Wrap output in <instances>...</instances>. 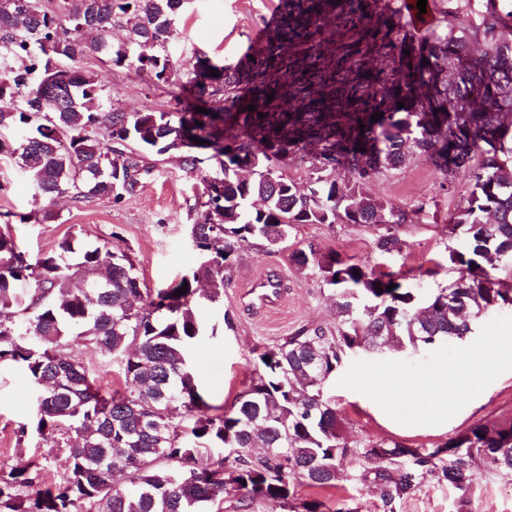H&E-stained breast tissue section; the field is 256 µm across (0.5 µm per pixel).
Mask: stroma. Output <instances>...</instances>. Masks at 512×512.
<instances>
[{
  "label": "stroma",
  "mask_w": 512,
  "mask_h": 512,
  "mask_svg": "<svg viewBox=\"0 0 512 512\" xmlns=\"http://www.w3.org/2000/svg\"><path fill=\"white\" fill-rule=\"evenodd\" d=\"M280 3L184 0L175 16L176 34L167 45L178 82L189 80V65L199 56L224 65L236 63L249 46L251 30L263 25ZM485 3L428 0L434 23L414 37L425 40L436 31L471 28L480 23ZM79 66L102 87L106 108L166 111L174 105V86L155 85L129 67L111 66L94 56L83 58ZM159 167L160 175L144 180L137 194L122 203L101 196L62 197L52 204L54 219L46 221L24 171L0 165V225L10 224L21 247L33 257L51 252L67 237L82 244L120 246L131 254L143 288L167 287L198 261L188 229L197 217L199 182L186 177L174 157ZM470 188L464 176L445 183L422 156L368 185V192L411 214L400 231L403 249L398 254L377 250L375 230L348 224H296L275 247L260 238L250 240L234 257L220 301H210L202 291L195 298L194 312L206 334L191 348L190 357L205 400L215 407H231L249 386L258 354L303 329L335 332V290L316 271L295 265V251H333L380 271H414L409 285L422 294L448 287L455 278L448 250L461 243L449 236L448 226ZM478 358L493 359L492 371L454 399L438 400L424 392L423 384L433 374L453 370L464 375ZM373 374L388 375L389 380L370 382ZM328 387L341 433L354 446L397 441L434 448L475 424L512 420V309L490 311L476 321L472 335L413 357L389 346H366ZM34 404V388L25 373L0 368V465L31 455L54 465L64 458V449L52 441L32 432L19 436ZM374 467L371 461L345 458L343 479L325 488L300 486L299 495L333 508L384 512L372 486L351 478L357 470ZM394 512H512V476L503 474L492 459L479 456L465 489L428 475L415 492L395 503Z\"/></svg>",
  "instance_id": "35a3bbf8"
}]
</instances>
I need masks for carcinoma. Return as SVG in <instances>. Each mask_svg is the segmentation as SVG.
<instances>
[{"mask_svg": "<svg viewBox=\"0 0 512 512\" xmlns=\"http://www.w3.org/2000/svg\"><path fill=\"white\" fill-rule=\"evenodd\" d=\"M181 5L63 0L52 9L49 0H0V98L20 99L0 110V159L25 170L35 201L120 203L155 174L150 155H176L203 185L190 229L198 265L181 284L152 294L124 249L79 248L66 238L32 259L10 224L0 228V364L23 369L38 390L34 423L19 432L66 448L53 473L35 457L1 467L0 512H202L221 506L229 489L245 507L271 501L285 512H357L297 498L300 484H334L349 452L326 392L347 353L361 336L411 353L450 344L474 333L472 321L488 310L512 304V289L489 274L512 270V129L504 124L512 114V46L462 56L467 42L494 38L512 11L487 0L479 26L417 43L401 34L399 7L376 15L364 9L368 0H282L254 58L234 66L196 58L171 110L100 111L102 89L76 63L103 53L169 83L174 66L165 48ZM329 21L351 40L324 36ZM116 26L127 28L135 60L125 46L112 47ZM377 112L383 117L371 121ZM416 155L450 183L471 178L448 225L465 239L448 251L455 282L422 297L400 274L334 252H295L296 264L316 268L334 287L336 333L302 330L264 350L229 410L196 416L208 408L189 359L202 335L192 308L197 284L220 299L234 254L254 237L279 245L294 224L390 225L376 248L400 251L408 213L364 186ZM297 158L314 165L306 192L280 172ZM206 162L212 172L204 174ZM340 170L354 181L338 183ZM184 283L186 293L176 295ZM75 341L109 352L123 389L91 378ZM179 409L186 428L173 422ZM257 446L264 454L254 458ZM356 454L383 457L384 466L357 479L394 512L428 473L463 487L479 455L512 474V421L476 424L437 448L377 442ZM117 473L127 488L113 485Z\"/></svg>", "mask_w": 512, "mask_h": 512, "instance_id": "1", "label": "carcinoma"}]
</instances>
